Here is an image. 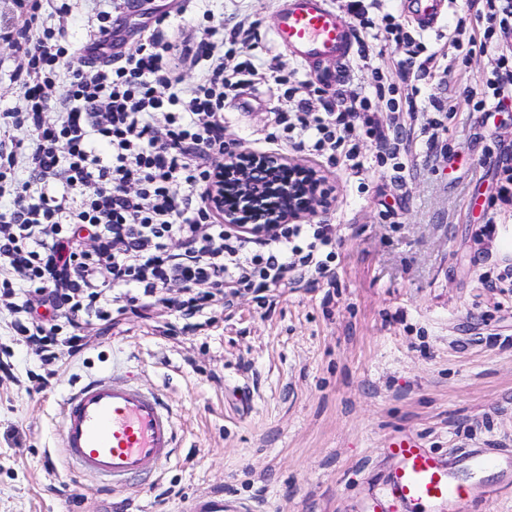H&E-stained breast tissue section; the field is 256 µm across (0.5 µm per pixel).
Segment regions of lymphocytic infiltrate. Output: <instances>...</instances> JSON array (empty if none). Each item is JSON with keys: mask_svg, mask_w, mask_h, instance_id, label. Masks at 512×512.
<instances>
[{"mask_svg": "<svg viewBox=\"0 0 512 512\" xmlns=\"http://www.w3.org/2000/svg\"><path fill=\"white\" fill-rule=\"evenodd\" d=\"M486 27L469 44L496 66L467 90L475 111L512 94V0H484ZM42 0L0 41L21 61L19 95L0 112V308L42 364L81 357L85 325L163 312L188 331L214 324L238 298L336 276L329 224H284L257 236L231 228L208 203L227 151L224 98L250 67L225 61L218 27H190L181 46L153 31L128 55L112 53V15L101 13L92 48L76 62L65 30L39 26ZM197 68L193 84L179 70ZM65 90H58L60 78ZM289 95L275 121L295 148L353 161L355 127L397 154L400 123L382 121L368 97L343 110Z\"/></svg>", "mask_w": 512, "mask_h": 512, "instance_id": "lymphocytic-infiltrate-1", "label": "lymphocytic infiltrate"}]
</instances>
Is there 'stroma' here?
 Wrapping results in <instances>:
<instances>
[{
	"label": "stroma",
	"mask_w": 512,
	"mask_h": 512,
	"mask_svg": "<svg viewBox=\"0 0 512 512\" xmlns=\"http://www.w3.org/2000/svg\"><path fill=\"white\" fill-rule=\"evenodd\" d=\"M67 19L43 8L44 26L67 23L73 45L90 37L96 12L111 11L113 50L132 52L163 20L176 27L183 0H66ZM368 17L393 14L438 66L448 62L449 27L481 31L476 0H453L434 29H421L402 0H364ZM279 0H197V13L232 30L254 21L247 43L225 42L235 62L260 78L224 100V139L236 150L279 153L320 171L335 199L318 224L336 227V281L276 288L267 302L244 296L209 330L165 336L127 315L112 332L87 329L89 345L59 364L42 391L27 393L42 367L0 320V349L11 352L16 383L0 384V512H184L221 495L242 512H365L368 497L398 460L387 451L410 435L445 459L495 451L512 461V204L497 175L512 167V98L492 116L462 91L481 84L491 56L456 53L453 112L417 107L404 93L375 99L374 84L397 82L406 44L364 35L344 61L300 64L274 30ZM334 75L328 94L343 108L351 92L373 111L412 125L406 154L378 162L375 143L356 129L363 167L354 171L286 146L275 113L286 85ZM441 117L435 145L423 127ZM492 241L479 237L487 218ZM116 373L157 391L177 431L175 456L150 481L111 490L72 473L59 449L64 397L94 376ZM465 481L495 491L470 512H512L499 470L458 467Z\"/></svg>",
	"instance_id": "35a3bbf8"
}]
</instances>
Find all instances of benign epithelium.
<instances>
[{
  "instance_id": "benign-epithelium-1",
  "label": "benign epithelium",
  "mask_w": 512,
  "mask_h": 512,
  "mask_svg": "<svg viewBox=\"0 0 512 512\" xmlns=\"http://www.w3.org/2000/svg\"><path fill=\"white\" fill-rule=\"evenodd\" d=\"M323 176L314 168L280 154L253 156L238 151L224 157L215 172L211 205L224 210L232 228L262 233L278 224H300L333 206L322 190Z\"/></svg>"
}]
</instances>
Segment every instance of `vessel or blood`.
<instances>
[{"mask_svg": "<svg viewBox=\"0 0 512 512\" xmlns=\"http://www.w3.org/2000/svg\"><path fill=\"white\" fill-rule=\"evenodd\" d=\"M296 60L348 58L354 36L330 0H283L275 30ZM59 435L69 470L119 488L169 462L177 433L167 403L128 380L99 376L65 397ZM400 465L371 495L370 512L393 501L412 512H466L487 495L483 484L458 482L452 469L416 441L392 446Z\"/></svg>", "mask_w": 512, "mask_h": 512, "instance_id": "vessel-or-blood-1", "label": "vessel or blood"}]
</instances>
